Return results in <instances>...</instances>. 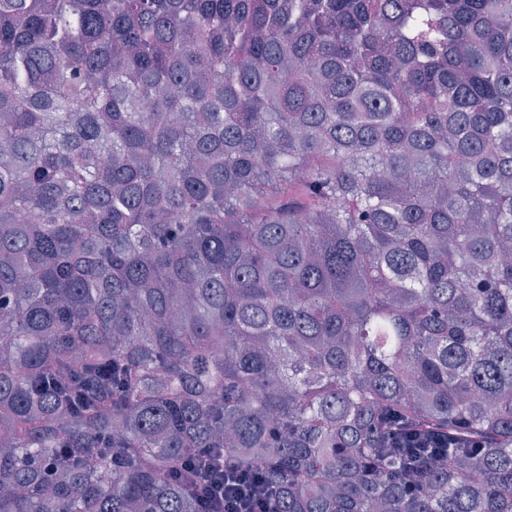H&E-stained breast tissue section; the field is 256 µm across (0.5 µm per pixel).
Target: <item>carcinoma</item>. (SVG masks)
<instances>
[{
  "label": "carcinoma",
  "instance_id": "1",
  "mask_svg": "<svg viewBox=\"0 0 512 512\" xmlns=\"http://www.w3.org/2000/svg\"><path fill=\"white\" fill-rule=\"evenodd\" d=\"M201 448L512 512V0H0V512Z\"/></svg>",
  "mask_w": 512,
  "mask_h": 512
}]
</instances>
